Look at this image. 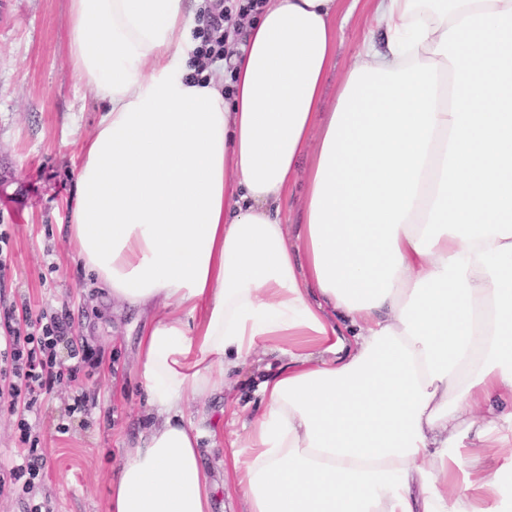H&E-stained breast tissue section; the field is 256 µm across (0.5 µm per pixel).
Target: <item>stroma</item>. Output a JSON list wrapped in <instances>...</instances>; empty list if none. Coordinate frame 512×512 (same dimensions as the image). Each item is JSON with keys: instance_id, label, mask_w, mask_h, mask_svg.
Masks as SVG:
<instances>
[{"instance_id": "1", "label": "stroma", "mask_w": 512, "mask_h": 512, "mask_svg": "<svg viewBox=\"0 0 512 512\" xmlns=\"http://www.w3.org/2000/svg\"><path fill=\"white\" fill-rule=\"evenodd\" d=\"M369 10L359 0L337 33L325 107L357 54ZM67 15L68 0H0V313L13 310L24 335L27 312L69 323L58 363L70 366L72 350L85 348L96 365L41 397L30 424L47 463L33 489L0 493V512H30L42 500L53 512H109L112 479L143 428L146 396L134 364L142 321L129 308L90 307L94 280L65 239L80 151L105 109L71 73ZM279 364L273 352L248 361L231 390L209 399L225 436L257 412L256 385L266 366ZM4 368L0 362V467L7 469L24 446Z\"/></svg>"}]
</instances>
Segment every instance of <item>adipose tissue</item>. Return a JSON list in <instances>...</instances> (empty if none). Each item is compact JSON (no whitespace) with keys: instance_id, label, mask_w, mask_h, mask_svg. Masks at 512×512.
Instances as JSON below:
<instances>
[{"instance_id":"ef3b65f1","label":"adipose tissue","mask_w":512,"mask_h":512,"mask_svg":"<svg viewBox=\"0 0 512 512\" xmlns=\"http://www.w3.org/2000/svg\"><path fill=\"white\" fill-rule=\"evenodd\" d=\"M370 2L326 112L344 0H266L228 94L187 0H68L108 108L65 237L145 318L109 512H213L203 404L266 351L243 512H512V0ZM304 193V183L301 178L289 188L288 194L281 203V220L284 224H297L300 221L301 198Z\"/></svg>"}]
</instances>
